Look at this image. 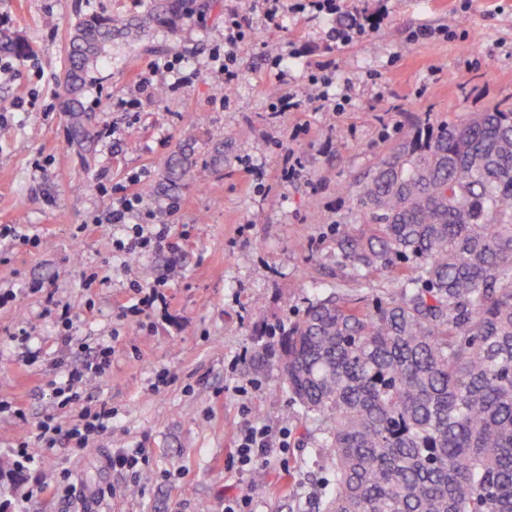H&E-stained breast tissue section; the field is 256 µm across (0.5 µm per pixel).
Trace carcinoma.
I'll return each mask as SVG.
<instances>
[{
	"label": "carcinoma",
	"instance_id": "obj_1",
	"mask_svg": "<svg viewBox=\"0 0 512 512\" xmlns=\"http://www.w3.org/2000/svg\"><path fill=\"white\" fill-rule=\"evenodd\" d=\"M191 2L75 24L61 87L76 140L81 85L105 45L176 28ZM0 52L28 48L0 32ZM352 190L341 272L388 273L394 287L315 299L274 359H255L280 372L291 420L315 425L331 474L318 512H512V106L418 124Z\"/></svg>",
	"mask_w": 512,
	"mask_h": 512
}]
</instances>
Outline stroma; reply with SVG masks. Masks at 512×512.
Masks as SVG:
<instances>
[{"mask_svg":"<svg viewBox=\"0 0 512 512\" xmlns=\"http://www.w3.org/2000/svg\"><path fill=\"white\" fill-rule=\"evenodd\" d=\"M151 0H0V31L25 41L19 58L0 53V458L15 459L27 439L33 462L18 488L0 492L8 512H224L225 497L250 492L254 512H313L326 472L306 428L289 423L295 407L273 366L253 357L272 346L309 303L331 291L376 298L388 277H336V232L354 212L353 185L420 122H456L512 103V0H339L331 19L288 12L268 19L252 0H216L189 12L176 29L150 27L108 43L89 69L81 101L88 137H70L60 81L71 30L88 13L145 16ZM240 13L251 35L238 51L239 80L222 103L212 59L224 45V16ZM365 15L374 24L347 45L328 40L334 21ZM439 36L414 40L423 28ZM284 37L268 42L269 32ZM291 45L286 80L272 55ZM189 51L183 85L119 111L134 75L156 59ZM333 66L348 90L343 111L305 102L275 112L301 93L315 64ZM111 126L110 138L98 130ZM185 152L187 182L172 185L167 162ZM304 170L279 175L289 154ZM263 174L245 182L244 165ZM140 174L145 203L175 201L172 240L180 264L164 292L167 310L122 316L129 283H152L164 257L112 258L108 188ZM38 235L22 243L20 235ZM93 287H85L87 278ZM71 307L63 327L60 305ZM262 308V320L253 311ZM72 335V347L60 343ZM112 354L105 371L82 384V405L107 406L112 426L87 447L59 441L41 450L37 423L67 421L55 384L64 366ZM256 422L289 427L288 451L265 467L264 491L229 457ZM116 448H146L139 476L113 470Z\"/></svg>","mask_w":512,"mask_h":512,"instance_id":"stroma-1","label":"stroma"}]
</instances>
